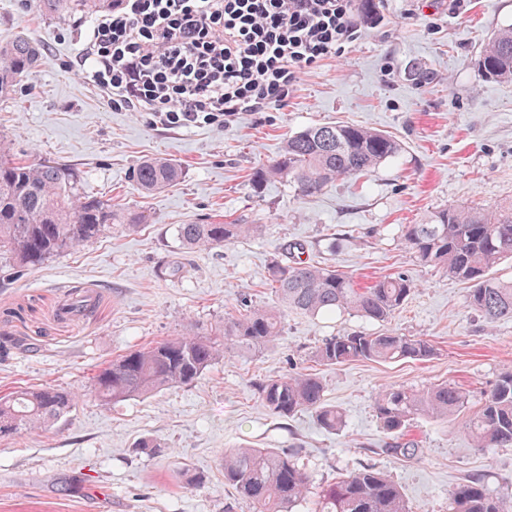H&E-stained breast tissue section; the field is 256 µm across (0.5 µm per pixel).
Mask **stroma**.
Listing matches in <instances>:
<instances>
[{
	"label": "stroma",
	"mask_w": 512,
	"mask_h": 512,
	"mask_svg": "<svg viewBox=\"0 0 512 512\" xmlns=\"http://www.w3.org/2000/svg\"><path fill=\"white\" fill-rule=\"evenodd\" d=\"M375 4L358 39L307 70L283 106L240 113L220 129L166 128L115 110L76 72L88 17L47 19L24 0H0V41L25 34L44 52L0 98V133L14 156L74 166L88 191L150 217L136 232L112 231L0 287V334L24 342L0 357V391L52 385L77 394L43 431L0 440V512H252L224 484V451L239 445L293 454L315 493L373 467L401 487L410 512H448L472 475L494 491L512 487V446L478 448L462 426L512 368V320L487 325L468 307L466 286L421 264L401 236L403 225L451 205L512 200V80L483 81L476 66L493 33L512 26V0H470L461 16L448 0ZM323 122L388 133L402 151L310 198L282 179L253 183L292 132ZM151 157L177 163L182 177L144 194L132 172ZM219 221L257 230L218 249L183 252L178 225ZM292 242L305 245V259L363 285L406 275L413 291L383 326L429 341L436 355L323 366L314 358L322 340L383 326L355 314L285 309L274 347L225 353L187 386L110 405L95 399L94 374L120 355L205 330L246 305H276L269 268ZM77 288L97 296L95 313L60 318ZM298 372L321 377L327 402L345 414L342 431H324L307 411L277 419L262 404L256 382ZM445 381L467 392L463 417L418 419L407 432L418 456L388 454L392 437L373 409L379 391ZM69 475L84 479L83 497L55 492ZM190 475L202 484H187Z\"/></svg>",
	"instance_id": "35a3bbf8"
}]
</instances>
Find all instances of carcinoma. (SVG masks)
<instances>
[{"label": "carcinoma", "instance_id": "cac0c4a2", "mask_svg": "<svg viewBox=\"0 0 512 512\" xmlns=\"http://www.w3.org/2000/svg\"><path fill=\"white\" fill-rule=\"evenodd\" d=\"M45 17L101 15L112 0H35ZM41 48L20 34L0 43V97L38 65ZM478 71L491 81L512 80V27L500 29L483 47ZM12 143L0 136V267L22 272L119 228L127 232L149 223L142 212L112 207L110 200L88 194L75 168L51 158L28 164L11 158ZM401 150L397 140L372 128L336 124L310 125L288 136L281 154L256 177L285 179L303 197L314 196L346 177L373 172ZM181 168L166 158L141 161L133 170L143 193L177 182ZM255 224H181L178 240L186 253L222 248L252 234ZM407 246L425 264L471 285L469 307L488 324L512 319V279L492 269L512 259V202L488 209L448 206L424 224L402 228ZM278 302L301 314L352 311L385 322L408 298L413 285L403 275L379 278L367 286L348 275L300 258L284 259L269 269ZM96 299L85 292L61 308L65 317L90 316ZM281 315L275 307H252L210 333H184L141 346L112 360L93 378L95 396L106 404L143 397L162 389L190 385L232 350L251 351L275 343ZM435 355L424 339L394 332H352L325 339L315 351L325 366L351 360L424 361ZM258 397L278 418L306 410L319 426L338 431L343 412L326 403L325 384L313 373L271 378L256 384ZM74 393L42 386L0 394V439L45 429L73 406ZM467 404V393L444 382L427 389L388 387L374 400L382 429L394 437L386 452L414 458L418 449L404 440L410 422L419 418L446 421ZM479 448L512 445V369L502 372L486 392L478 411L463 422ZM224 484L252 505L254 512H292L310 494V481L293 455L270 448L239 446L224 451ZM315 512H408L400 486L382 472L363 468L342 476L316 497ZM449 512H512V490L495 493L472 476L452 494Z\"/></svg>", "mask_w": 512, "mask_h": 512}]
</instances>
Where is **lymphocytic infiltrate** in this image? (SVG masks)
Returning <instances> with one entry per match:
<instances>
[{
  "label": "lymphocytic infiltrate",
  "mask_w": 512,
  "mask_h": 512,
  "mask_svg": "<svg viewBox=\"0 0 512 512\" xmlns=\"http://www.w3.org/2000/svg\"><path fill=\"white\" fill-rule=\"evenodd\" d=\"M357 32L352 0H113L78 65L114 108L221 127L282 105Z\"/></svg>",
  "instance_id": "f902f5d3"
}]
</instances>
